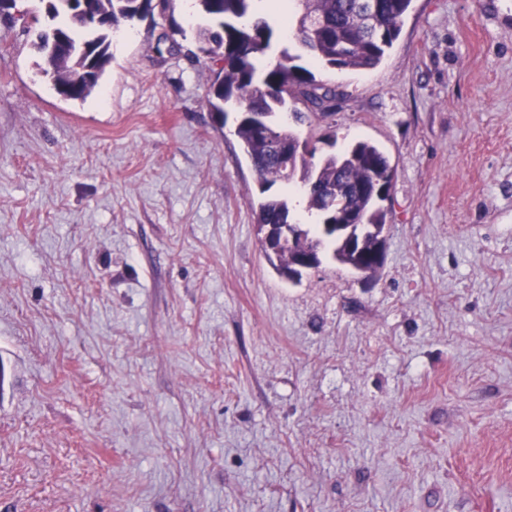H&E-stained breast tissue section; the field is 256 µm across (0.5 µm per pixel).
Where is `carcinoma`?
<instances>
[{"mask_svg":"<svg viewBox=\"0 0 512 512\" xmlns=\"http://www.w3.org/2000/svg\"><path fill=\"white\" fill-rule=\"evenodd\" d=\"M47 13L52 18L64 17L59 24L62 35L71 44L84 43L92 48L97 77H102L112 54L111 31L88 29L70 15L62 0H47ZM173 0H143L145 9H161L171 20L170 28L184 30L173 21ZM201 15L213 26L199 29L198 51L210 58H221L224 67L211 85L209 104L214 112L224 115V105L234 101L241 118L236 133L242 142L245 156L256 172L265 194L278 183L289 184L296 173H301L304 184H314L315 190L305 191L306 209L319 217V234L312 236L301 224L290 225L291 234L284 237L275 254L280 261V272H285L298 258L313 251L323 252L333 246V257L340 264L354 270L362 265L372 269L373 229H382L384 213L380 207L391 188V180L384 179L389 159L376 145L357 141L340 154L316 158L318 148L314 141H300L286 125L278 120L285 111L288 98L306 99L312 107L322 100L336 97V89L318 83L311 66L331 69L361 70L380 64L397 40L412 0H375L379 32H373L371 18L362 3L364 0H294L297 16L293 39L308 53L310 65L303 56L282 48L275 62L261 69L257 57L266 54L276 39L275 30L263 18L253 16L254 0H195ZM86 9L112 16V25L136 19L137 0H84ZM75 61L71 57H55L46 73L53 84L68 93L71 100L86 98L98 85L77 84L74 81ZM263 116L268 127L284 142L303 143L305 155L301 159L281 158L269 152L264 140L258 138L251 113ZM353 213L367 225L365 251L359 255L346 249L335 231L322 229L324 224H341L347 213ZM291 214L290 201L285 197L268 196L258 202V231L269 224H280Z\"/></svg>","mask_w":512,"mask_h":512,"instance_id":"obj_1","label":"carcinoma"}]
</instances>
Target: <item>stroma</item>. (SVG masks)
<instances>
[{"instance_id":"stroma-1","label":"stroma","mask_w":512,"mask_h":512,"mask_svg":"<svg viewBox=\"0 0 512 512\" xmlns=\"http://www.w3.org/2000/svg\"><path fill=\"white\" fill-rule=\"evenodd\" d=\"M98 87L0 25V512H512V0H413L301 139L377 145L381 267L288 280L175 0Z\"/></svg>"}]
</instances>
